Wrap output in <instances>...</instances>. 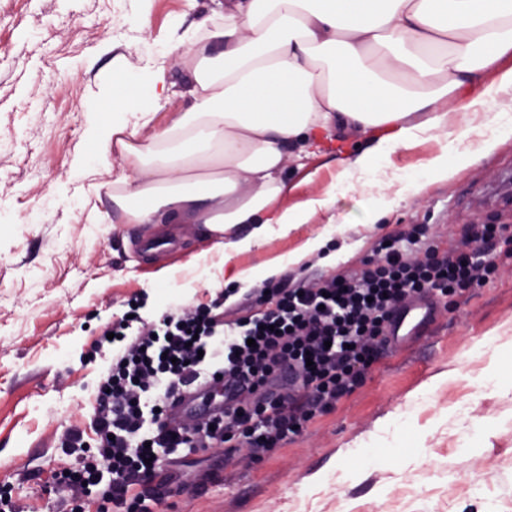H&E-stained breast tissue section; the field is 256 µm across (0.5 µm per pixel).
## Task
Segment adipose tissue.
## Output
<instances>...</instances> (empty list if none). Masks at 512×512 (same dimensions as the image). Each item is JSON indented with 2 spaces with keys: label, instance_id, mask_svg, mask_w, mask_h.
Returning <instances> with one entry per match:
<instances>
[{
  "label": "adipose tissue",
  "instance_id": "obj_1",
  "mask_svg": "<svg viewBox=\"0 0 512 512\" xmlns=\"http://www.w3.org/2000/svg\"><path fill=\"white\" fill-rule=\"evenodd\" d=\"M190 66L192 104L149 144L140 129L174 95L165 57L117 84L112 112L91 146L118 149L127 169L112 181L122 224H194L225 255L261 248L318 211L336 214L335 187L282 206L288 163L308 157L344 123L372 133L369 148L342 163L339 180L370 171L421 136L448 135L439 102L484 103L512 88L481 74L512 55V0H236L221 26L174 33ZM427 112L420 123L415 112Z\"/></svg>",
  "mask_w": 512,
  "mask_h": 512
}]
</instances>
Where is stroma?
Masks as SVG:
<instances>
[{"label":"stroma","instance_id":"obj_1","mask_svg":"<svg viewBox=\"0 0 512 512\" xmlns=\"http://www.w3.org/2000/svg\"><path fill=\"white\" fill-rule=\"evenodd\" d=\"M233 8V0H198L193 10L186 0H0V495L20 512H62L71 499L54 475L82 457L62 443L90 429L96 386L112 361L96 343L129 303L151 322L220 298L232 323L262 282L228 294L230 269L294 255L297 263L274 276L289 287L359 267L382 237L412 224L428 225L445 249L461 246L469 225L512 226V138L471 162L479 138L466 132L474 114L512 113L509 90L449 113L447 140L421 139L353 179L336 205L348 220L317 252L303 247L323 232V212L229 258L190 227L173 252H143L141 225L112 221L118 153L86 175L91 115L110 110L117 71L165 56L181 94L141 129L150 142L190 103L187 68L168 51L171 33L213 27ZM332 136L342 154L289 165L285 205L322 192L341 159L370 143L353 127ZM443 150L454 176L404 191L399 175ZM93 181L100 194L89 192ZM510 369L512 255L504 253L490 282L439 309L427 334L387 347L364 382L294 440L259 461L243 449L229 459L199 450L145 488L162 496L164 512H512V393L476 382ZM363 441L380 444L381 456L358 470L350 460Z\"/></svg>","mask_w":512,"mask_h":512}]
</instances>
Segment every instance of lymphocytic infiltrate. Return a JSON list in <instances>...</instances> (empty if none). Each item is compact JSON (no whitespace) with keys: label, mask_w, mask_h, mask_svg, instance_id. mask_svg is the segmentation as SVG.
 I'll return each instance as SVG.
<instances>
[{"label":"lymphocytic infiltrate","mask_w":512,"mask_h":512,"mask_svg":"<svg viewBox=\"0 0 512 512\" xmlns=\"http://www.w3.org/2000/svg\"><path fill=\"white\" fill-rule=\"evenodd\" d=\"M506 231L471 225L468 247L448 252L430 244L427 225H412L352 272L254 289L250 314L229 325L203 304L150 324L113 322L98 341L114 355L90 416L91 459L55 475L84 492L69 512H157L159 499L138 487L158 469L159 454L246 448L260 459L298 436L363 381L392 308L413 295L445 299L482 285ZM417 244L424 255L412 254ZM208 382L232 388L223 411L191 432L167 425L181 391Z\"/></svg>","instance_id":"obj_1"}]
</instances>
